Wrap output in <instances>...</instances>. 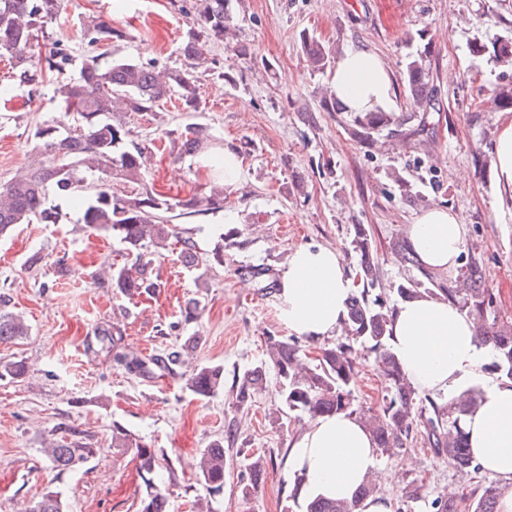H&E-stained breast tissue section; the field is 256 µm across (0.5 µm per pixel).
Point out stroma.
<instances>
[{
    "label": "stroma",
    "instance_id": "1",
    "mask_svg": "<svg viewBox=\"0 0 512 512\" xmlns=\"http://www.w3.org/2000/svg\"><path fill=\"white\" fill-rule=\"evenodd\" d=\"M195 3L61 0L49 30L69 47L64 77L100 53L85 35L98 18L128 33L122 55L159 71L184 67L178 48ZM226 24L229 38L208 42L195 66L201 111H184L174 100L157 119L135 114L128 123L147 146L163 131L203 125L244 163L242 182L224 192L223 211L175 221L194 241L198 265L187 266L172 245L154 264L157 288L130 301L103 280L111 265L123 263L122 245L90 233L80 208L62 204L59 223L22 224L0 237V311L22 315L31 327L28 336L0 344L1 361L19 357L29 366L22 381H0V512H29L49 486L62 492L68 512H138L144 485L132 454L112 446L116 423L151 442L173 467L157 481L168 512H197L206 502L212 512H305V501L292 495L288 449L309 420L271 423L280 404L276 373L267 371L245 410L230 389L200 400L186 387L194 366L223 365L229 378L264 360L267 336H288L278 316V282L299 245L340 248L353 270L354 227L365 225L389 301L394 286L415 274L388 250L389 240L405 237L421 210L450 207L468 226L465 250L481 256L498 311L512 318V217L495 208L492 169L501 115L495 94L512 87V67L472 51L477 41L512 40V0H229ZM310 40L332 62L350 47L378 53L404 122L372 145L359 143L352 114L324 101L329 72L312 69ZM419 50L427 53L439 102L423 114L404 76L408 56ZM1 83L13 94L0 109L3 185L31 162L36 125L55 119L57 85L20 83L4 61ZM421 123L428 132L418 137L413 130ZM397 174L412 197L401 193ZM212 179L196 156L175 162L159 151L149 162L150 186L171 197L202 191ZM260 267L265 275L251 276ZM191 298L203 307L188 321ZM103 327L120 329L126 347L141 355L180 361L152 378L130 373L102 350ZM61 435L97 447L98 455L86 467L57 473L42 450ZM228 435L224 492L212 498L196 479L197 457ZM254 454L266 458L267 476L245 499L239 486ZM390 470L398 472L397 484H385ZM373 478L395 512H432L434 498L451 491L460 497L485 481L458 472L418 436L399 452H380ZM415 478L422 488L413 495Z\"/></svg>",
    "mask_w": 512,
    "mask_h": 512
}]
</instances>
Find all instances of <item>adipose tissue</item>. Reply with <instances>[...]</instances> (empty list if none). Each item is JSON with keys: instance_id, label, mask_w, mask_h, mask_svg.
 Masks as SVG:
<instances>
[{"instance_id": "adipose-tissue-1", "label": "adipose tissue", "mask_w": 512, "mask_h": 512, "mask_svg": "<svg viewBox=\"0 0 512 512\" xmlns=\"http://www.w3.org/2000/svg\"><path fill=\"white\" fill-rule=\"evenodd\" d=\"M331 90L346 111L368 112L393 104L392 78L373 51L347 49L329 75ZM494 174L497 206L512 213V114L496 131ZM408 240L420 262L455 273L467 227L450 208L435 206L414 216ZM279 317L292 334L317 342L340 329L356 288L342 253L305 244L296 247L278 284ZM390 348L419 390L453 400L479 391L477 406L463 417L472 455L488 478L505 481L499 512H512V387L485 376L490 349L473 321L458 307L428 296L397 304ZM378 450L364 424L345 414L320 416L295 437L289 461L299 476L300 496L352 499L377 468Z\"/></svg>"}]
</instances>
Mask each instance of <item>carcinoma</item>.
<instances>
[{"instance_id":"carcinoma-1","label":"carcinoma","mask_w":512,"mask_h":512,"mask_svg":"<svg viewBox=\"0 0 512 512\" xmlns=\"http://www.w3.org/2000/svg\"><path fill=\"white\" fill-rule=\"evenodd\" d=\"M226 2L198 0L200 30L190 29L179 46L185 60L196 59L206 42L224 40ZM59 7L60 0H0V57L11 62L19 80L29 82L37 76L59 75L68 63L69 54L58 41L48 51L32 54L48 20ZM86 34L89 43L111 47L112 58L104 63L95 56L86 59L77 76L58 83L59 116L37 126L34 132L40 159L10 184L0 187V237L17 224L57 223L60 213L45 206L51 196L78 204L83 207L82 221L91 232L110 236L123 245L126 262L109 268L108 282L112 291L131 300L157 287L152 278L155 257L163 255L171 239L181 243L180 254L186 263L194 262V242L177 237L170 215L224 210V179L211 182L203 193L185 198L165 196L150 188L148 148L129 138L131 130L126 126L125 115L157 114L164 111L165 104L174 96L185 111H200L197 77L187 67L162 78L154 73L152 65L118 55V43L127 39V33L109 21L93 23ZM405 77L416 108L423 112L435 109L434 89L423 55L409 58ZM396 122L394 114L379 109L360 112L353 120V134L360 142L369 144ZM178 141L180 151L189 155L204 153L216 144L208 129L199 124L186 127ZM353 246L359 257L356 276L360 288L345 320L346 341L323 346L318 363L303 370L302 349L297 341L268 337L267 360L235 375L236 407L251 406L266 368L270 367L283 385L282 408L272 416L274 423L285 414L306 415L313 420L321 415L344 413L365 421L379 448H401L419 431L424 443L447 455L457 470H477L462 428V416L477 397L472 395L459 403L441 402L419 392L407 379L388 349V323L394 308L380 296H371L377 284V267L368 230L362 224L355 228ZM389 248L419 272V277L396 286L397 297L405 300L428 294L456 304L473 320L476 335L491 345L492 356L484 369L493 379L512 383V324L499 320L493 293L483 278L481 260L467 256L456 276L444 284L437 281L435 273L420 266L408 241L398 238ZM28 332L23 316L0 311V344ZM99 334L115 352L116 362L131 372L149 375L151 366L164 363L159 358L145 359L124 351L109 329L102 328ZM357 343L374 355L376 369L385 382L382 406L372 414L359 412L354 403ZM26 374L27 366L21 359L0 364V380H19ZM187 388L198 399L213 397L224 388V367L194 366ZM112 447L134 453L145 487L139 512H166L167 498L155 482L163 456L118 423L112 425ZM43 453L52 469L64 473L90 462L99 449L56 438L49 440ZM224 465V439H215L200 451L197 478L212 494L224 491ZM248 470V482L240 489L244 499L251 497L264 482L267 461L256 457L248 464ZM375 493L376 485L368 481L352 501L316 499L306 504V512H359L362 502ZM500 496L501 488L491 481L475 487L459 502L438 497L432 501V507L435 512H498ZM31 512H66V505L58 492L47 489Z\"/></svg>"}]
</instances>
